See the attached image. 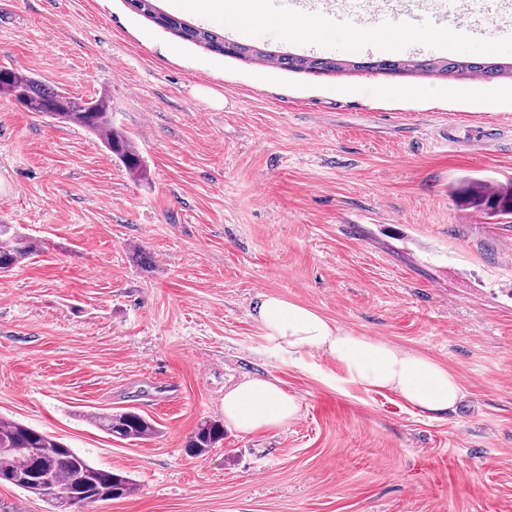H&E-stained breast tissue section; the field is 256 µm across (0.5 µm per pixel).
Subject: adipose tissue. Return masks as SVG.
I'll return each instance as SVG.
<instances>
[{
    "label": "adipose tissue",
    "mask_w": 512,
    "mask_h": 512,
    "mask_svg": "<svg viewBox=\"0 0 512 512\" xmlns=\"http://www.w3.org/2000/svg\"><path fill=\"white\" fill-rule=\"evenodd\" d=\"M251 315L280 351L328 350L352 382L391 391L427 417L453 412L464 396L457 377L434 360L344 329L284 297L258 295ZM299 410L295 396L266 378L248 379L224 395L225 420L244 434L279 426Z\"/></svg>",
    "instance_id": "adipose-tissue-1"
}]
</instances>
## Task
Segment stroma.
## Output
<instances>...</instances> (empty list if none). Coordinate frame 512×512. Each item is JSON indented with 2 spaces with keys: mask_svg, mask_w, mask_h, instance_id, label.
Listing matches in <instances>:
<instances>
[{
  "mask_svg": "<svg viewBox=\"0 0 512 512\" xmlns=\"http://www.w3.org/2000/svg\"><path fill=\"white\" fill-rule=\"evenodd\" d=\"M409 29L371 4L307 22L278 5L234 41L349 61L512 64L498 0H418ZM225 34L222 0H155ZM473 19L445 46L450 12ZM29 62L106 98L147 169L0 94V224L46 254L0 277V416L129 475L74 512H512V221L478 207L512 181V77L291 72L183 41L129 0H0V69ZM261 293L421 353L460 379L441 418L288 355L250 315ZM263 375L300 401L281 427L192 457L196 425ZM133 408L136 446L85 413Z\"/></svg>",
  "mask_w": 512,
  "mask_h": 512,
  "instance_id": "1",
  "label": "stroma"
}]
</instances>
